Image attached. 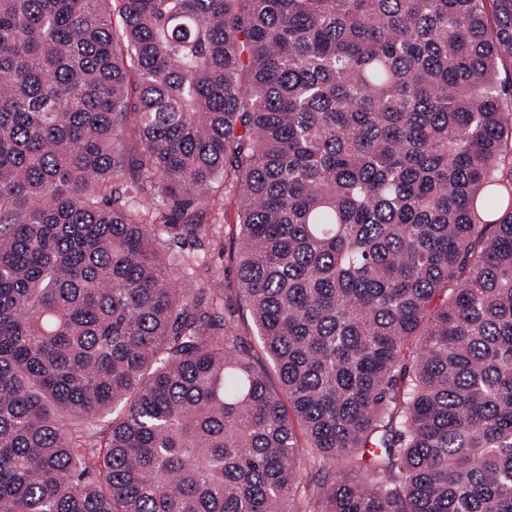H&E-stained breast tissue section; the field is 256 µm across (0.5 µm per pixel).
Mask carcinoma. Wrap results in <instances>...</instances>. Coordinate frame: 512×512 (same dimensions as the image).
I'll use <instances>...</instances> for the list:
<instances>
[{
	"instance_id": "1",
	"label": "carcinoma",
	"mask_w": 512,
	"mask_h": 512,
	"mask_svg": "<svg viewBox=\"0 0 512 512\" xmlns=\"http://www.w3.org/2000/svg\"><path fill=\"white\" fill-rule=\"evenodd\" d=\"M507 61L512 0H0V512H512ZM214 204L205 214L204 222L209 227L212 237L210 244L205 245L203 266L211 275L210 284H229L234 286L235 281V251L238 243L239 228L237 220V198L229 189H220L215 197Z\"/></svg>"
}]
</instances>
